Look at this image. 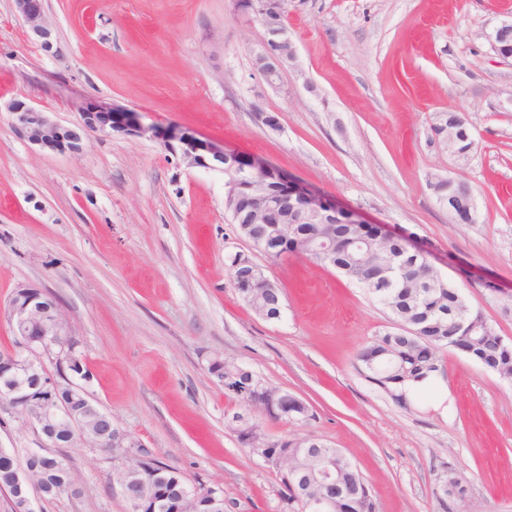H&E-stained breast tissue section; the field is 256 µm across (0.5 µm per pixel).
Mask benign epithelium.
<instances>
[{
	"label": "benign epithelium",
	"instance_id": "7a95c632",
	"mask_svg": "<svg viewBox=\"0 0 512 512\" xmlns=\"http://www.w3.org/2000/svg\"><path fill=\"white\" fill-rule=\"evenodd\" d=\"M235 5L245 14L267 20L263 52L257 56L256 66L268 84H276L282 72L296 59L288 28L277 23L281 0H235ZM14 8L28 24L41 47L50 50L53 45V28L45 17L44 0H14ZM489 39L493 51L501 60H512V18L502 21ZM4 108L12 115L13 128L21 139L43 150L60 154H80L83 139L90 133L110 134L116 131L149 138L157 134L156 127L143 124L138 117L131 123L115 122L111 111L91 101L84 102L79 110V120L72 126L61 123L52 113L21 100L7 102ZM439 137H446L450 141L469 138L466 121L455 122L448 128V132H440ZM163 146L190 167L224 171L225 196L233 213L238 216L250 212L260 213L267 228V240L271 243L281 241L286 244L293 239V226L286 224L290 211L298 213L300 220L310 224L336 223V208L322 205L316 193L303 192L306 201L302 202L279 190L262 192L260 186L266 181L279 179V171L257 157L244 158L241 152L226 148L183 126L173 127V131L163 139ZM232 269L239 286L255 287L260 270L252 261L239 258L234 261ZM7 319L20 348L26 353L25 368L34 369L43 362V358L48 357L54 361L55 373L49 375L46 385L52 388L63 387L71 396L78 393L90 394L89 380L75 370V360L71 357L68 337L72 336V331L69 319L51 293L31 284L16 286L8 302ZM214 363L221 367L219 380L224 388L239 392L249 405L259 404L261 415L297 422L306 419L307 405L295 395L280 388L265 386L259 381L243 388L237 385V381L248 374V370L221 359L214 360ZM19 369L16 350H0V371L4 373ZM45 415L47 412L40 410L32 416L20 414L18 418L24 427L49 441L53 435L46 432L41 424V418ZM64 420L69 425V446L110 448L112 454L116 455L118 466H124L131 438L114 421H108L109 438L92 440L87 438L77 416L68 411ZM231 426L243 447L274 468L284 479V492L295 494L299 487L310 483H316L322 488L317 496L305 499L308 512H336L337 498H349L359 493V488L345 486L338 479L336 458L342 457L341 452L323 453L316 467L304 470L297 466L295 452L286 445L276 447L270 443L258 432L251 417L235 414ZM12 481L21 512H31V499L26 494L32 487L29 469H16L12 472ZM112 483L121 488L130 512H187L186 498L196 496L193 490L171 498L147 501L139 496L132 480L114 479Z\"/></svg>",
	"mask_w": 512,
	"mask_h": 512
}]
</instances>
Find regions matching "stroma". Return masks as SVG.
I'll use <instances>...</instances> for the list:
<instances>
[{"label": "stroma", "instance_id": "obj_1", "mask_svg": "<svg viewBox=\"0 0 512 512\" xmlns=\"http://www.w3.org/2000/svg\"><path fill=\"white\" fill-rule=\"evenodd\" d=\"M45 11L49 53L0 0L1 103L68 124L93 99L258 156L411 233L512 343V63L489 41L512 0H288L297 60L274 86L255 65L264 28L234 0H46ZM444 112L469 123L467 160L434 134ZM451 176L471 189L474 223L438 198ZM238 256L283 289L282 320L242 301ZM21 283L57 297L118 426L189 483L220 487L225 512L283 503L276 471L230 426L245 407L211 374L218 357L305 401V423L261 417V433L338 448L376 512H512V382L450 347L435 389L398 404L359 358L390 330L388 309L334 270L292 254L269 262L226 213L223 172L186 166L159 140L93 134L81 155L53 154L0 112V349L14 340L5 308ZM43 445L0 405V448L21 459ZM64 454L83 495L34 497V512H130L111 461ZM450 482L464 498L444 500Z\"/></svg>", "mask_w": 512, "mask_h": 512}]
</instances>
